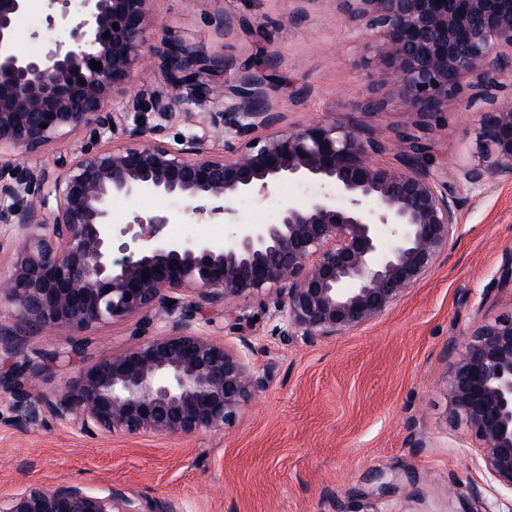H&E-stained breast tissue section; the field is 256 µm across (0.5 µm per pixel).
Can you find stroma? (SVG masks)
Instances as JSON below:
<instances>
[{
	"label": "stroma",
	"instance_id": "1",
	"mask_svg": "<svg viewBox=\"0 0 512 512\" xmlns=\"http://www.w3.org/2000/svg\"><path fill=\"white\" fill-rule=\"evenodd\" d=\"M78 9V0L65 8L36 0L18 21L17 44L43 56L69 43L70 27L47 18ZM153 9L167 36L228 62L181 89L191 111L214 110L211 87L256 72L272 90L279 128L332 112L372 129L385 145L377 162L397 165L396 137L416 116L397 104L372 44L335 0H155ZM219 11L231 20L221 37L210 23ZM372 88L388 101L384 113L364 111ZM483 109L480 101L449 100L429 134L437 166H484ZM458 196L460 225L447 251L366 325L286 343L272 336L262 299L242 298L239 309L254 318L247 356L266 386L222 431L89 436L50 417L25 426L0 387V498L30 484L112 485L170 499L181 512H512V491L475 464L480 450L448 402L464 339L483 319L512 312V286L499 279L512 264V178L490 175ZM158 213L170 215V234L187 240H221L232 230L185 214L167 197L118 198L112 206L118 229ZM135 328L130 319L86 331L83 357L51 367L36 390L66 391L85 363L134 345Z\"/></svg>",
	"mask_w": 512,
	"mask_h": 512
}]
</instances>
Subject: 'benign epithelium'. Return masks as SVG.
I'll return each mask as SVG.
<instances>
[{"instance_id":"obj_1","label":"benign epithelium","mask_w":512,"mask_h":512,"mask_svg":"<svg viewBox=\"0 0 512 512\" xmlns=\"http://www.w3.org/2000/svg\"><path fill=\"white\" fill-rule=\"evenodd\" d=\"M152 2L80 0L72 42L33 56L15 44L27 0H0V241L22 235L10 271L0 272V304L15 316L0 323V350L25 357L4 380L24 425L49 415L86 434L224 430L265 388L246 356L216 336L235 334L250 348L235 300L266 297L272 335L283 342L367 324L448 250L458 232L457 186L512 176V105L498 97L512 86V0H339L352 23L379 34L375 56L399 88V105L417 116L398 135L399 167L374 162L384 146L359 123L326 117L278 129L257 74L216 90L214 112L175 111L176 91L224 58L154 38ZM138 67L155 68L161 81L131 87ZM116 95L123 107L110 110ZM452 98L487 105L480 138L489 164L450 182L434 168L427 133ZM177 120L189 129L181 142L169 136ZM67 130L87 136L79 154L53 168L34 162ZM219 140L222 152H210ZM288 182L316 192L302 207L280 202L270 224L189 241L162 234L166 216H137L120 230L129 240L114 245L117 197L161 195L202 219L230 220L236 200H269ZM214 306L224 308L221 325L203 317ZM135 317L140 340L86 364L72 388H31L49 363L84 353L80 333ZM60 329L76 333L66 347L26 357L27 331ZM448 398L481 448L475 461L512 491V313L483 320L457 353ZM0 512L177 510L118 486L33 484L0 498Z\"/></svg>"}]
</instances>
